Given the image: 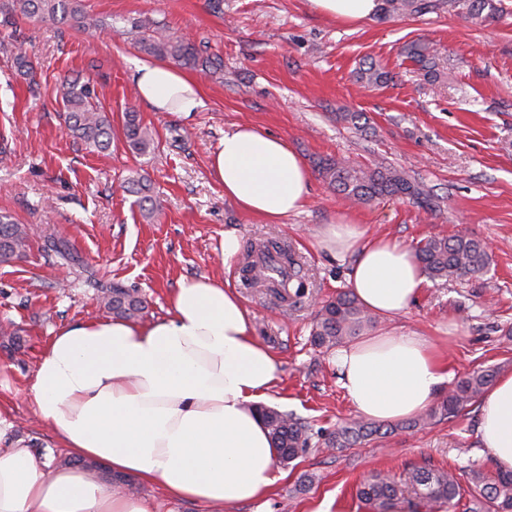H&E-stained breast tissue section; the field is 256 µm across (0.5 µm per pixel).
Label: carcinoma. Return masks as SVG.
I'll return each instance as SVG.
<instances>
[{
	"instance_id": "obj_1",
	"label": "carcinoma",
	"mask_w": 512,
	"mask_h": 512,
	"mask_svg": "<svg viewBox=\"0 0 512 512\" xmlns=\"http://www.w3.org/2000/svg\"><path fill=\"white\" fill-rule=\"evenodd\" d=\"M451 9L464 11L471 19L486 22L497 18L500 7L496 0H382L380 11L392 14H423L443 4ZM7 10L25 17L69 25L80 31H97L110 27V23L89 15L81 0H7ZM139 49L160 60H172L180 65L203 67L217 71L221 68L218 58L202 57L201 49L190 41L173 39L157 31L138 41ZM408 57L431 72L434 64L429 47L413 44ZM360 81L380 86L388 74L384 68L370 64L360 70ZM57 97L65 109V123L74 138L98 151L112 146L114 126L112 116L103 110L90 83L64 78L57 87ZM122 130L128 148L139 155L148 154L159 146L157 134L144 125L139 112L128 106L122 115ZM322 176L336 192L351 203H369L392 195L423 198L420 184L402 169L386 165L361 167L345 159H323L319 163ZM29 236L24 226L8 212H0V261L19 255L28 247ZM45 248L56 253L68 263L78 262L68 241L52 238ZM281 258V264L299 280L298 293L305 291L301 266L294 255L276 244L270 245ZM415 257L424 274L436 281H457L485 270L491 255L485 244L475 238L431 236L418 243ZM105 305L112 314L132 319L146 308L144 299L134 289L119 286L102 289ZM375 316L365 310L348 291L324 302L318 309L312 340L317 346L331 347L356 336L372 326ZM497 371L491 367L474 371L457 381L448 395L428 412L404 423L406 428H416L435 419H453L467 407L476 403L481 393L495 380ZM262 415L277 451L278 459L287 465L299 458L311 445L310 428L293 414L275 407H262ZM383 425L369 420L356 419L324 438L328 448H353L381 433ZM467 484L459 482L450 470L424 467L406 468L398 475L372 473L356 487V496L368 512H391L400 500L410 499L411 512H431L446 505L456 508L464 505V512H512V473L473 467L466 473Z\"/></svg>"
}]
</instances>
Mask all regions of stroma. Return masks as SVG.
Listing matches in <instances>:
<instances>
[{"instance_id": "35a3bbf8", "label": "stroma", "mask_w": 512, "mask_h": 512, "mask_svg": "<svg viewBox=\"0 0 512 512\" xmlns=\"http://www.w3.org/2000/svg\"><path fill=\"white\" fill-rule=\"evenodd\" d=\"M502 3L503 15L483 23L436 9L340 24L310 0H82L88 14L112 24L91 34L0 13V210L29 232L26 252L0 261V403L12 411L16 439L36 456L68 464L24 390L59 330L110 318L97 285L138 289L151 321L165 316L181 279L200 277L238 289L253 314L254 334L278 364L269 406L296 414L316 433L357 419L333 350L311 342L316 301L346 287L350 257L335 259L316 246L320 229L343 215L367 236L410 248L434 235L484 242L492 257L487 270L428 281L405 314L378 320L371 333L445 339L455 380L480 367L512 372V0ZM159 26L171 37L204 42L224 62L217 74L193 69L204 106L191 117L138 102L134 64L146 55L134 39ZM415 42L433 49L436 79L407 58ZM19 51L32 59L34 75L15 68ZM370 62L388 72L387 84L358 81L359 67ZM66 77L96 82L114 127L122 125L125 104L135 103L156 131L158 149L133 154L120 134L104 152L74 140L56 99ZM344 112L364 118L355 127L341 120ZM238 124L284 138L304 159L312 182L301 213L267 224L225 198L209 160L225 130ZM341 157L405 169L426 196L348 205L318 167ZM138 174L160 204L151 221L125 185ZM231 227L241 247L272 242L300 255L309 295L289 307L262 288L241 287L238 265L224 262ZM50 237L68 240L79 265L45 250ZM478 427L473 406L453 420L400 428L345 451L311 445L265 498L224 512H317L330 500L347 512H368L356 487L370 473L492 467Z\"/></svg>"}]
</instances>
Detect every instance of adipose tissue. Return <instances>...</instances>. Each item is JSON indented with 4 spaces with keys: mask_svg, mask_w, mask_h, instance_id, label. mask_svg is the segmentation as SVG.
Returning <instances> with one entry per match:
<instances>
[{
    "mask_svg": "<svg viewBox=\"0 0 512 512\" xmlns=\"http://www.w3.org/2000/svg\"><path fill=\"white\" fill-rule=\"evenodd\" d=\"M339 22L378 13L379 0H311ZM141 102L183 117L203 105L198 82L163 63L136 64ZM224 195L268 224L299 212L310 172L287 141L242 124L225 131L210 157ZM330 255H351L347 284L373 314H404L426 285L413 252L361 225H325ZM334 363L350 403L377 422L425 410L449 381L441 345L414 333L358 340ZM278 379L277 361L255 337L238 293L209 279L182 280L165 318L147 323L91 319L60 330L26 390L70 457L104 463L113 476L154 484L169 496L221 507L259 498L281 479L260 415ZM480 439L495 467L512 472V374L478 400ZM0 407V512H149L97 472L50 466L10 441Z\"/></svg>",
    "mask_w": 512,
    "mask_h": 512,
    "instance_id": "obj_1",
    "label": "adipose tissue"
}]
</instances>
